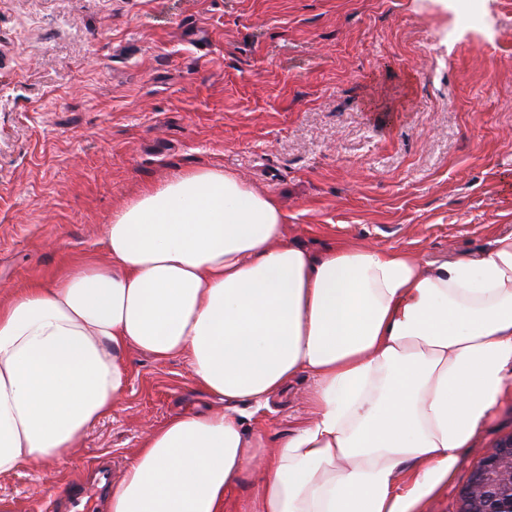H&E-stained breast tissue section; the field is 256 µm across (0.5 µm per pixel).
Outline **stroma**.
<instances>
[{
	"label": "stroma",
	"mask_w": 512,
	"mask_h": 512,
	"mask_svg": "<svg viewBox=\"0 0 512 512\" xmlns=\"http://www.w3.org/2000/svg\"><path fill=\"white\" fill-rule=\"evenodd\" d=\"M0 0V295L104 255L141 189L215 167L274 196L313 253L349 240L430 260L512 231V0ZM109 417L61 464L0 476V512H51L96 457L121 478L147 426L210 399L187 360L130 351ZM299 377L260 412L309 415ZM512 433V383L454 481L456 512Z\"/></svg>",
	"instance_id": "1"
}]
</instances>
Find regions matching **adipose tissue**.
I'll list each match as a JSON object with an SVG mask.
<instances>
[{
	"label": "adipose tissue",
	"instance_id": "obj_1",
	"mask_svg": "<svg viewBox=\"0 0 512 512\" xmlns=\"http://www.w3.org/2000/svg\"><path fill=\"white\" fill-rule=\"evenodd\" d=\"M106 262L0 301V475L67 457L126 392V354L188 360L220 410L150 427L111 512H422L512 381V234L459 259L288 239L278 201L219 168L112 216ZM311 415L269 444L251 411L292 377ZM258 489L256 473L251 470L244 475L240 484L230 494L226 506L227 512L246 511L256 499Z\"/></svg>",
	"mask_w": 512,
	"mask_h": 512
}]
</instances>
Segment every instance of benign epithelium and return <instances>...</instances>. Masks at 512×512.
I'll return each instance as SVG.
<instances>
[{"label": "benign epithelium", "mask_w": 512, "mask_h": 512, "mask_svg": "<svg viewBox=\"0 0 512 512\" xmlns=\"http://www.w3.org/2000/svg\"><path fill=\"white\" fill-rule=\"evenodd\" d=\"M460 502L458 512H512V434L487 450Z\"/></svg>", "instance_id": "7a95c632"}]
</instances>
